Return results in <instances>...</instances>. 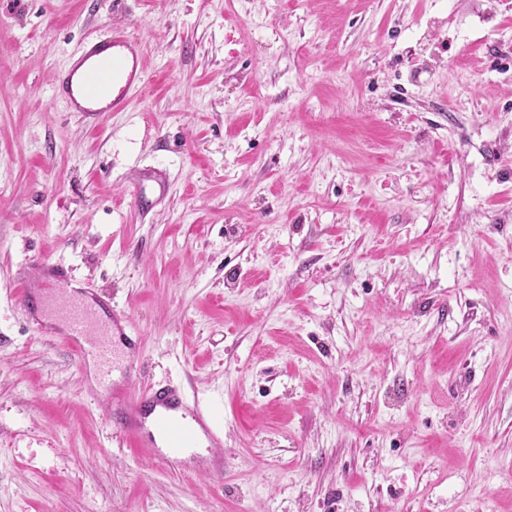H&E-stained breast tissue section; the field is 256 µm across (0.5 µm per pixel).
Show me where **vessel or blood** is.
I'll return each instance as SVG.
<instances>
[{
  "instance_id": "vessel-or-blood-1",
  "label": "vessel or blood",
  "mask_w": 512,
  "mask_h": 512,
  "mask_svg": "<svg viewBox=\"0 0 512 512\" xmlns=\"http://www.w3.org/2000/svg\"><path fill=\"white\" fill-rule=\"evenodd\" d=\"M143 60L142 42L124 30L87 37L59 72L53 97L69 112L127 111L146 83ZM128 183L131 205L145 212L162 199L167 175L158 169H136ZM34 266L39 271L37 287L23 290L20 296L30 322L39 333H57L78 357L94 350L107 362H120L125 377V392L119 398L124 418L117 427L137 442L145 458L173 468L222 444L211 411L188 404L181 390L163 386L134 391L138 339L129 335L124 312L110 310L104 319L96 295L66 294L72 276L64 261L41 258Z\"/></svg>"
}]
</instances>
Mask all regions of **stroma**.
I'll return each instance as SVG.
<instances>
[{
  "label": "stroma",
  "mask_w": 512,
  "mask_h": 512,
  "mask_svg": "<svg viewBox=\"0 0 512 512\" xmlns=\"http://www.w3.org/2000/svg\"><path fill=\"white\" fill-rule=\"evenodd\" d=\"M115 25L146 85L65 111ZM37 257L213 410L223 477L115 428L20 307ZM0 512H512V0H0ZM144 46L118 28L85 39L57 76L53 98L68 112H126L146 83ZM130 203L138 211L152 209L165 193L167 175L158 169H134L128 176Z\"/></svg>",
  "instance_id": "obj_1"
}]
</instances>
